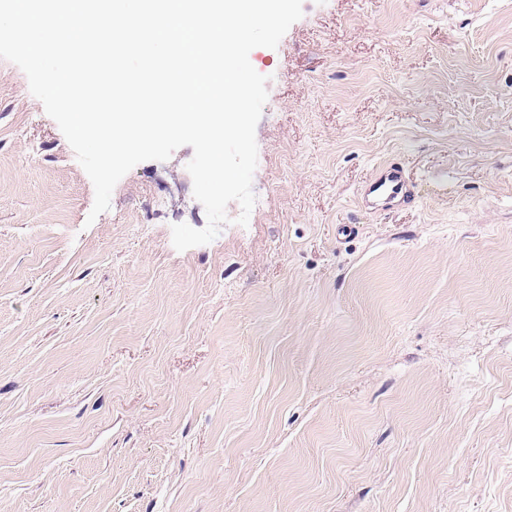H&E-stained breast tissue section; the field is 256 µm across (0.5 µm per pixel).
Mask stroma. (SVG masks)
Segmentation results:
<instances>
[{
    "mask_svg": "<svg viewBox=\"0 0 512 512\" xmlns=\"http://www.w3.org/2000/svg\"><path fill=\"white\" fill-rule=\"evenodd\" d=\"M249 59L258 205L183 252L192 147L88 222L0 59V512H512V0H303ZM393 157L417 207L361 212Z\"/></svg>",
    "mask_w": 512,
    "mask_h": 512,
    "instance_id": "35a3bbf8",
    "label": "stroma"
}]
</instances>
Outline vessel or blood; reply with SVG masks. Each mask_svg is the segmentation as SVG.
Listing matches in <instances>:
<instances>
[{
    "label": "vessel or blood",
    "instance_id": "vessel-or-blood-1",
    "mask_svg": "<svg viewBox=\"0 0 512 512\" xmlns=\"http://www.w3.org/2000/svg\"><path fill=\"white\" fill-rule=\"evenodd\" d=\"M360 201L368 210L385 212L416 205L417 194L404 166L387 161L375 169Z\"/></svg>",
    "mask_w": 512,
    "mask_h": 512
}]
</instances>
